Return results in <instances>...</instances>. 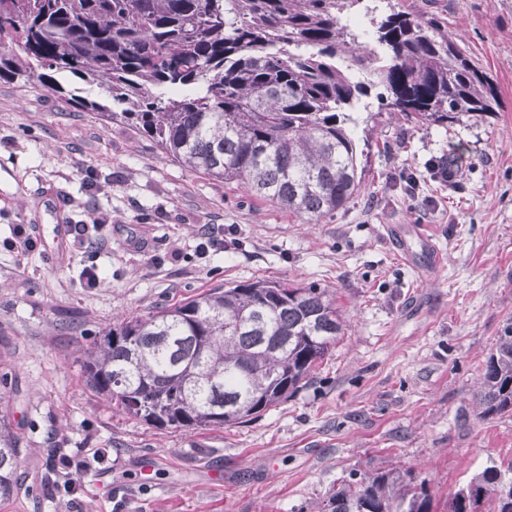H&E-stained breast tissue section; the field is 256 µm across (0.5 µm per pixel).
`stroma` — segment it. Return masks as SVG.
I'll return each instance as SVG.
<instances>
[{
	"mask_svg": "<svg viewBox=\"0 0 512 512\" xmlns=\"http://www.w3.org/2000/svg\"><path fill=\"white\" fill-rule=\"evenodd\" d=\"M397 3L447 25L505 109L427 127L365 97L362 187L321 224L164 158L129 125L0 80V418L21 450L0 512H315L349 474L391 469L425 478L445 512L486 463L512 457V414L483 418L475 399L512 323V0ZM451 152L466 158L454 187L426 170ZM90 166L110 188L86 189ZM404 168L419 198L396 183ZM19 224L26 252L11 246ZM205 224L230 230L231 248L199 258ZM403 229L432 239L439 262H407ZM92 264L106 279L95 289L81 284ZM258 279L329 289L345 330L257 420L159 429L89 386L84 353L103 331Z\"/></svg>",
	"mask_w": 512,
	"mask_h": 512,
	"instance_id": "1",
	"label": "stroma"
}]
</instances>
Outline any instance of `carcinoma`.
I'll list each match as a JSON object with an SVG mask.
<instances>
[{
  "mask_svg": "<svg viewBox=\"0 0 512 512\" xmlns=\"http://www.w3.org/2000/svg\"><path fill=\"white\" fill-rule=\"evenodd\" d=\"M361 0H0V80L67 95L137 128L183 166L319 224L360 190L351 111L379 107L423 125L501 111L496 83L420 13L378 23L382 53L346 20ZM365 72L363 81L354 75ZM68 75L66 90L54 77ZM104 89L112 105L78 95ZM327 289L257 280L212 288L113 327L85 352L91 387L156 428L250 422L291 397L336 345ZM484 417L512 412V324L484 361ZM20 448L0 422V493ZM512 512V459L457 490L450 512ZM320 512H434L410 470L353 474Z\"/></svg>",
  "mask_w": 512,
  "mask_h": 512,
  "instance_id": "cac0c4a2",
  "label": "carcinoma"
}]
</instances>
